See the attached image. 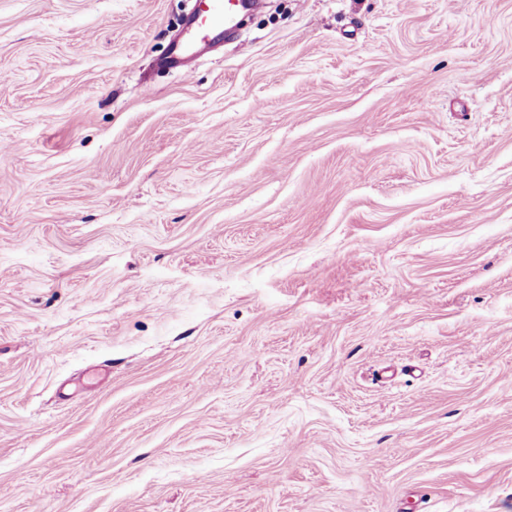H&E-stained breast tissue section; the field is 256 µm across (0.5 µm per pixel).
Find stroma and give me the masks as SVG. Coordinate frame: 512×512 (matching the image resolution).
Masks as SVG:
<instances>
[{
    "instance_id": "obj_1",
    "label": "stroma",
    "mask_w": 512,
    "mask_h": 512,
    "mask_svg": "<svg viewBox=\"0 0 512 512\" xmlns=\"http://www.w3.org/2000/svg\"><path fill=\"white\" fill-rule=\"evenodd\" d=\"M0 0V512H512V0ZM237 2V4L235 3ZM243 3L238 0H205L198 1L199 11L205 13L207 22L205 27L197 24V20L192 22L187 30L185 40L176 39L170 44L166 64L176 70L187 68V58L194 51L207 46V40H215L224 32V27L230 25L234 16L239 11Z\"/></svg>"
}]
</instances>
